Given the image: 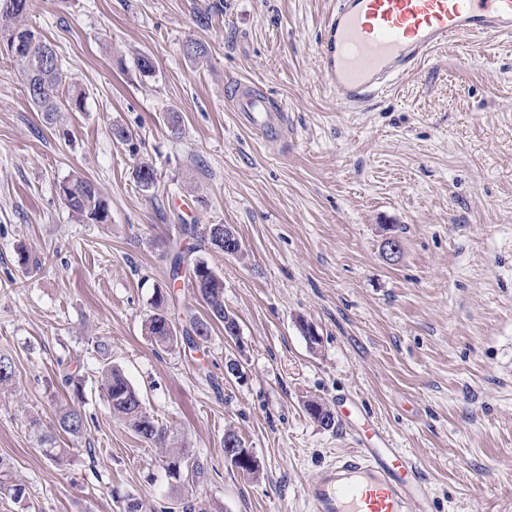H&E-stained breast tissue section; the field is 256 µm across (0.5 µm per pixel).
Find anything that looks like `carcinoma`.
Instances as JSON below:
<instances>
[{"label": "carcinoma", "instance_id": "1", "mask_svg": "<svg viewBox=\"0 0 512 512\" xmlns=\"http://www.w3.org/2000/svg\"><path fill=\"white\" fill-rule=\"evenodd\" d=\"M30 0H0V54L15 48L11 58L19 66L27 95L40 111L51 116L58 111V88L62 82L61 64L51 43L47 42L33 27L24 23L29 11ZM137 183L146 190L154 188L156 172L148 162L139 163L134 169ZM63 204L84 223L105 224L109 213L96 184L88 178L73 175L59 184ZM188 266L190 273L203 269L209 276V287L204 289L202 299L208 307L210 318L221 323L228 319L224 310V279L208 262L193 256L192 250L177 252L171 267L172 280L180 277L181 268ZM155 312L146 324L147 334L156 344L175 347L178 344L173 322L169 317L167 297L157 291L154 300ZM210 326L205 321H195L185 332L186 342L196 345L195 339L208 337ZM14 378L13 358L0 354V388L12 384ZM98 390L113 414L122 418L128 427L146 442L161 439L162 432L154 418L146 411L145 405L123 371L106 363L101 368ZM59 429L74 437L81 436L87 429V417L81 407L68 406L59 412ZM165 468L169 476L178 479L183 470L191 465L192 454L188 448H172L164 452Z\"/></svg>", "mask_w": 512, "mask_h": 512}]
</instances>
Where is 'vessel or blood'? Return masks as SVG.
<instances>
[{
    "instance_id": "1",
    "label": "vessel or blood",
    "mask_w": 512,
    "mask_h": 512,
    "mask_svg": "<svg viewBox=\"0 0 512 512\" xmlns=\"http://www.w3.org/2000/svg\"><path fill=\"white\" fill-rule=\"evenodd\" d=\"M319 48L339 107L384 92L437 46L464 36L512 35V0H335ZM242 122L272 140L287 130L283 108L253 85L238 91ZM357 448L305 488L311 512H433L420 464L386 435L351 427Z\"/></svg>"
}]
</instances>
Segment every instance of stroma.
Here are the masks:
<instances>
[{"instance_id": "stroma-1", "label": "stroma", "mask_w": 512, "mask_h": 512, "mask_svg": "<svg viewBox=\"0 0 512 512\" xmlns=\"http://www.w3.org/2000/svg\"><path fill=\"white\" fill-rule=\"evenodd\" d=\"M332 0H31L26 22L63 70L60 110L38 112L0 55V512H309L305 486L354 448L308 401H345L424 465L434 512H512V38H471L363 108L338 111L318 47ZM194 41L203 58H189ZM150 56L141 73L138 56ZM253 81L288 114L268 142L240 124L231 89ZM86 93L68 108V88ZM180 118L171 130V115ZM133 136L136 152L112 130ZM153 164L157 185L134 179ZM92 180L105 224L76 221L57 188ZM231 225L238 256L183 225ZM396 238L389 257L384 242ZM224 279L239 333L212 324L196 348L157 346L145 324L169 288L178 329L207 320L174 246ZM312 323L310 345L299 328ZM120 366L165 431L143 442L96 379ZM237 362L241 376L226 374ZM82 376L89 427L55 431ZM234 429L258 476L224 460ZM200 473L169 478L163 452Z\"/></svg>"}]
</instances>
